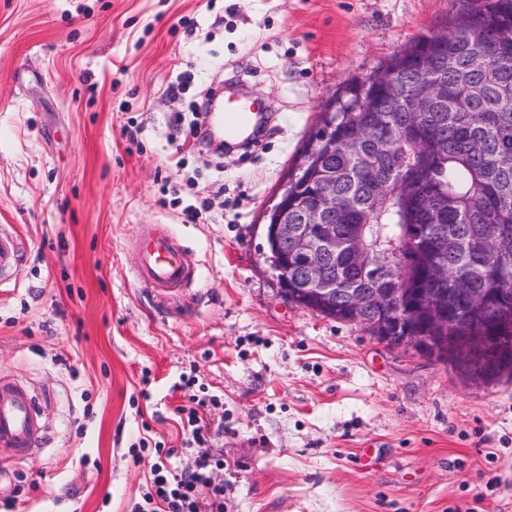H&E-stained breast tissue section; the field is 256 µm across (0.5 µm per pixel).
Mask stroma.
<instances>
[{"label": "stroma", "mask_w": 512, "mask_h": 512, "mask_svg": "<svg viewBox=\"0 0 512 512\" xmlns=\"http://www.w3.org/2000/svg\"><path fill=\"white\" fill-rule=\"evenodd\" d=\"M462 8L0 0V228L22 249L0 282V376L39 397L46 430L22 463L0 447V512H132L160 449L173 475L210 464L224 512H512V381L297 307L265 260L264 211L343 82ZM232 87L274 119L258 146L198 151L195 104ZM145 224L190 247L191 286L137 280ZM193 394L205 437L185 448Z\"/></svg>", "instance_id": "35a3bbf8"}]
</instances>
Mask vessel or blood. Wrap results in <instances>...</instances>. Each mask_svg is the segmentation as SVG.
Segmentation results:
<instances>
[{
    "label": "vessel or blood",
    "mask_w": 512,
    "mask_h": 512,
    "mask_svg": "<svg viewBox=\"0 0 512 512\" xmlns=\"http://www.w3.org/2000/svg\"><path fill=\"white\" fill-rule=\"evenodd\" d=\"M265 102L258 98L225 96L208 113V129L225 141L250 140ZM138 280L149 288H183L196 278V266L182 244L164 225H143L136 243ZM20 261V247L0 232V276L13 271ZM44 426L40 403L11 382L0 380V446L14 451L15 461L25 460L42 440Z\"/></svg>",
    "instance_id": "1"
}]
</instances>
